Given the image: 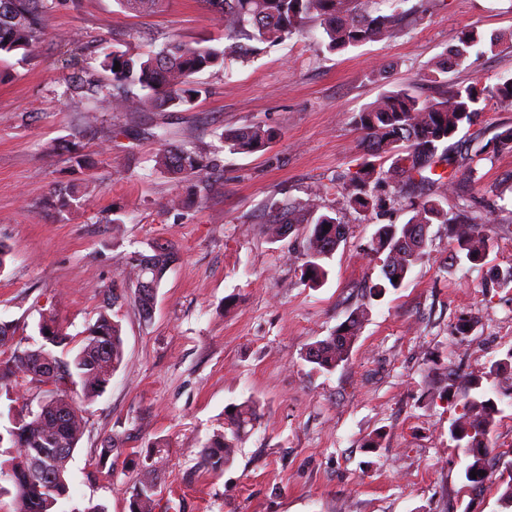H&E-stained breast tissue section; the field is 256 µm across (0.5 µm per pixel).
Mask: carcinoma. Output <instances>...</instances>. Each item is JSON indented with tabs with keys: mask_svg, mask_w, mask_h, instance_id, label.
<instances>
[{
	"mask_svg": "<svg viewBox=\"0 0 512 512\" xmlns=\"http://www.w3.org/2000/svg\"><path fill=\"white\" fill-rule=\"evenodd\" d=\"M394 10L373 16L362 10L363 0H200L218 24L224 26L222 47L197 43L189 45L169 39L142 53L112 50L103 53L99 66L108 80L76 70L65 80L62 96L69 99L96 101L106 99L115 112H139L153 106L181 107L191 104L199 93L194 76L208 67H222L227 58H246L262 45H275L288 39L310 23L323 29L329 51H342L369 41L403 34L405 0H393ZM61 0H0V57L19 56L28 62L41 51L49 15ZM497 37L488 39L474 29L457 37L439 60L434 61L422 81H437L449 70L468 64L473 67L494 47ZM119 70H114L115 64ZM137 86L143 95L131 93ZM496 100L512 105V79L494 86L451 84L437 100L423 99L413 89L399 88L382 94L374 103L351 116V122L364 133L361 151L366 159L349 175L340 189L342 208L367 215L385 208L401 206L410 213L404 224H383L375 232L370 253L380 263L379 282L369 287V299L381 298L389 289L403 286L412 268L427 248L428 236L416 227L448 225L453 243L452 259L472 265L483 263L490 249L487 225L494 221L493 211L476 218L471 216L474 200L458 198L448 207V197L457 194L461 179L470 176L482 160L483 150L470 147L448 157V141L466 126H472L484 110V103ZM215 137L233 153H251L265 148L273 138L271 131L259 126L242 128L232 134ZM162 141L157 166L170 175L202 174L218 164L204 163L196 150L182 144ZM492 152H512V127L502 129L494 138ZM88 185L73 184L58 191L52 200L63 214L84 202ZM273 223L279 234L289 232L295 224L308 226L307 245L301 257V279L312 288L328 277V261L345 240V226L329 213L321 211L316 199L308 198L290 205ZM175 256L174 247L157 244L153 254H135L130 264L135 271L134 301L144 315L153 309L155 297L141 293L138 284L148 278L161 281ZM493 288L512 286V265L492 270ZM112 290L104 293V309L94 324L84 332L81 345L69 360L55 354L71 338L51 313L42 316L38 325L40 346H16L0 359V391L10 392L32 384L54 388L43 390L44 397L32 415L21 414L7 434L0 433V446L10 443L16 449L9 460L7 474L15 494L13 512H56L69 498V484H52L55 473H68L67 465L83 434L85 408L71 392L60 388L69 376L80 385L83 398L91 401L102 394L122 362L123 342L119 324L107 311L118 302ZM367 315L360 307L350 314L349 323L330 336L307 348L305 360L313 369L331 372L348 360L355 336L353 327ZM468 395L460 417L454 420L449 435L467 459L465 480L480 485L488 479V459L495 452L489 434L498 413L496 399L483 388L482 377L468 380ZM260 419L252 401L225 410L224 433L217 434L202 448L201 462L213 472L230 465L236 449ZM156 483L145 480L131 494V512H153Z\"/></svg>",
	"mask_w": 512,
	"mask_h": 512,
	"instance_id": "cac0c4a2",
	"label": "carcinoma"
}]
</instances>
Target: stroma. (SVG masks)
Masks as SVG:
<instances>
[{
	"label": "stroma",
	"instance_id": "stroma-1",
	"mask_svg": "<svg viewBox=\"0 0 512 512\" xmlns=\"http://www.w3.org/2000/svg\"><path fill=\"white\" fill-rule=\"evenodd\" d=\"M406 7L407 31L397 39L331 53L312 24L228 69L199 73L192 106L122 115L101 103L90 128L81 106L62 98L64 78L97 69L104 47L223 43L200 0H159L146 14L117 0H66L36 59L0 62V242L11 250L0 272V322L25 343L37 338L41 314L53 312L74 351L104 290L126 296L111 311L123 361L88 405L68 465L73 512L92 503L130 512L131 491L155 457L163 467L154 512H501L512 480V375L484 382L502 397L491 431L498 455L483 486L465 480L449 427L465 400L464 374L486 373L512 351V287L487 285L490 268L512 264V155L481 161L472 176L478 198L498 211L485 264L452 263L447 225H431L403 288L379 300L364 299L380 276L368 255L379 218L338 210L346 239L317 288L300 279L306 225L283 239L269 226L272 210L311 195L336 208L333 185L360 162L352 113L397 86L438 98V84L416 78L462 29L500 40L448 81L512 78V0ZM252 125L275 133L264 151L233 153L216 138ZM506 126L512 105L491 102L461 137L479 147ZM162 131L218 157L206 195L197 194L196 177L158 169ZM70 140L94 160L95 189L82 208L61 215L49 199L78 174L55 146ZM165 242L178 253L146 317L127 299L129 258ZM364 302L368 315L348 360L313 370L307 347ZM463 316L474 327L460 341L453 329ZM249 398L263 415L233 464L220 473L204 468L200 452L223 430L225 408ZM375 433L380 446L367 450ZM109 438L115 449L102 465Z\"/></svg>",
	"mask_w": 512,
	"mask_h": 512
}]
</instances>
